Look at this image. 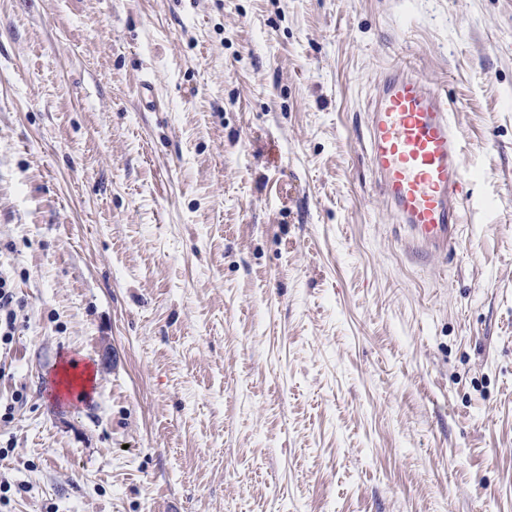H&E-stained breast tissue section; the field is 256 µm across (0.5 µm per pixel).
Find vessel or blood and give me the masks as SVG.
<instances>
[{
	"instance_id": "obj_1",
	"label": "vessel or blood",
	"mask_w": 512,
	"mask_h": 512,
	"mask_svg": "<svg viewBox=\"0 0 512 512\" xmlns=\"http://www.w3.org/2000/svg\"><path fill=\"white\" fill-rule=\"evenodd\" d=\"M369 166L411 257H447L464 222V151L447 99L406 67L381 74L367 111Z\"/></svg>"
}]
</instances>
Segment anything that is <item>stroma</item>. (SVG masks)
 I'll use <instances>...</instances> for the list:
<instances>
[{"label": "stroma", "mask_w": 512, "mask_h": 512, "mask_svg": "<svg viewBox=\"0 0 512 512\" xmlns=\"http://www.w3.org/2000/svg\"><path fill=\"white\" fill-rule=\"evenodd\" d=\"M393 64L448 259L373 190ZM0 265V512H512V0H0ZM369 166L411 257L455 251L464 224V151L448 99L406 67L379 77L367 111ZM15 279L0 267V343L8 345L20 328L22 303L17 296Z\"/></svg>", "instance_id": "stroma-1"}]
</instances>
